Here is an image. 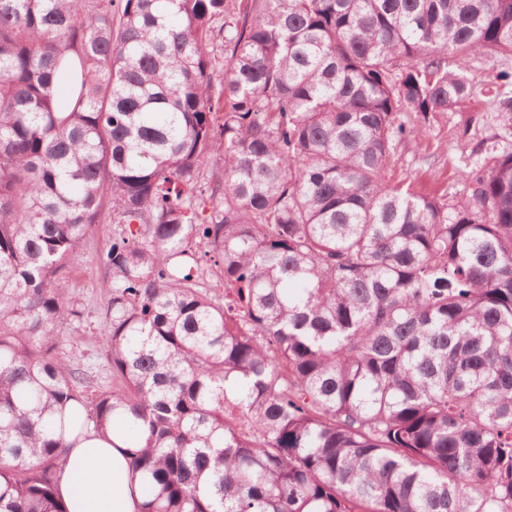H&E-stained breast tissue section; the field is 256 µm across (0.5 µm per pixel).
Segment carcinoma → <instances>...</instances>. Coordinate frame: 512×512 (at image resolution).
Here are the masks:
<instances>
[{"mask_svg": "<svg viewBox=\"0 0 512 512\" xmlns=\"http://www.w3.org/2000/svg\"><path fill=\"white\" fill-rule=\"evenodd\" d=\"M480 55L512 0H0V512H67L90 425L138 512H512V152L455 207L387 177ZM115 228L117 224H96L80 253L69 264V295L84 308L85 316L80 324H64L58 328L66 344L65 351L73 347L84 355V368L106 388L112 387V366L103 348L90 336H96L99 316L106 305L100 288L110 274L101 257L109 248Z\"/></svg>", "mask_w": 512, "mask_h": 512, "instance_id": "obj_1", "label": "carcinoma"}]
</instances>
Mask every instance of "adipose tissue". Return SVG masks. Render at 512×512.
<instances>
[{
  "mask_svg": "<svg viewBox=\"0 0 512 512\" xmlns=\"http://www.w3.org/2000/svg\"><path fill=\"white\" fill-rule=\"evenodd\" d=\"M126 447L121 433L85 430L59 477L69 512H137L144 488L128 465Z\"/></svg>",
  "mask_w": 512,
  "mask_h": 512,
  "instance_id": "1",
  "label": "adipose tissue"
}]
</instances>
